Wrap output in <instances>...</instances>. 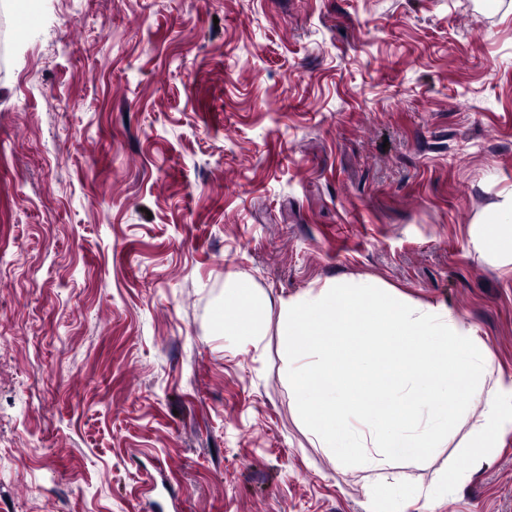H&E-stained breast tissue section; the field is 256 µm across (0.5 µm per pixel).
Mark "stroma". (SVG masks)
<instances>
[{"label": "stroma", "instance_id": "obj_1", "mask_svg": "<svg viewBox=\"0 0 512 512\" xmlns=\"http://www.w3.org/2000/svg\"><path fill=\"white\" fill-rule=\"evenodd\" d=\"M512 0H0V512H366L314 447L279 298L373 279L512 374ZM270 306L224 333L228 288ZM461 482L433 496L437 475ZM394 469L380 512H512V434ZM472 226L471 242L478 253L497 266L512 265V190L499 193ZM383 478L384 480L377 487V490L374 493L375 497L371 498V508L368 509L367 512L378 511L376 507V499L385 494L393 484L399 486L403 499L407 503L415 502L422 496V490L418 486L405 482L401 476L393 475V481L388 479V475H383Z\"/></svg>", "mask_w": 512, "mask_h": 512}]
</instances>
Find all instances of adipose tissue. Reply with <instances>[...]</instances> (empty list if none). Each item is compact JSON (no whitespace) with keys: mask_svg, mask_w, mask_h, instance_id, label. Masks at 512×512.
<instances>
[{"mask_svg":"<svg viewBox=\"0 0 512 512\" xmlns=\"http://www.w3.org/2000/svg\"><path fill=\"white\" fill-rule=\"evenodd\" d=\"M474 249L512 265V190L476 218ZM267 300L238 282L217 318L255 336ZM280 334L297 412L315 447L386 471L458 441L475 463L512 434V374L493 365L478 329L448 308L398 298L373 280L332 282L280 299ZM473 402L470 410L459 401Z\"/></svg>","mask_w":512,"mask_h":512,"instance_id":"adipose-tissue-1","label":"adipose tissue"}]
</instances>
